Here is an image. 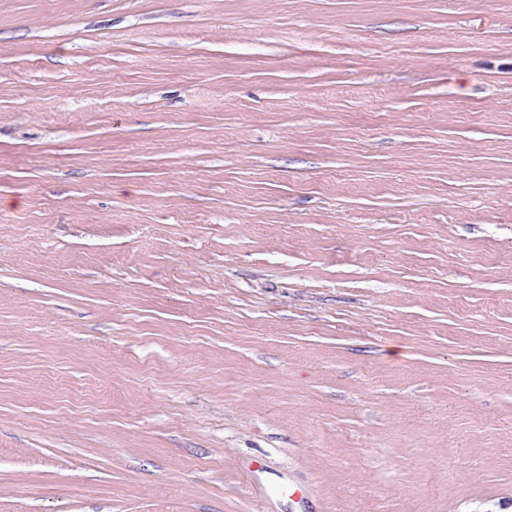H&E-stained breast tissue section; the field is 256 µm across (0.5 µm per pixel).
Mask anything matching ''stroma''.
Here are the masks:
<instances>
[{
	"instance_id": "obj_1",
	"label": "stroma",
	"mask_w": 512,
	"mask_h": 512,
	"mask_svg": "<svg viewBox=\"0 0 512 512\" xmlns=\"http://www.w3.org/2000/svg\"><path fill=\"white\" fill-rule=\"evenodd\" d=\"M0 512H512V0H0Z\"/></svg>"
}]
</instances>
